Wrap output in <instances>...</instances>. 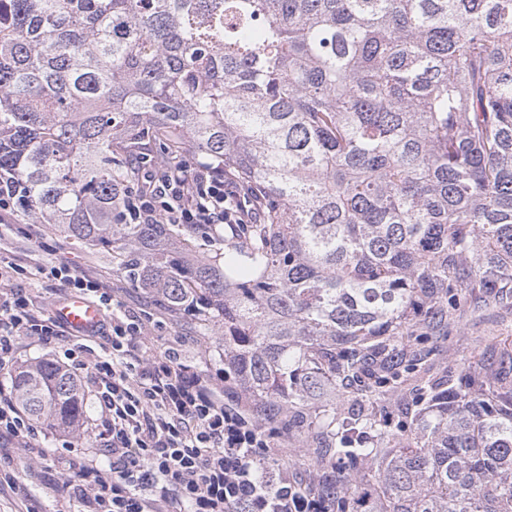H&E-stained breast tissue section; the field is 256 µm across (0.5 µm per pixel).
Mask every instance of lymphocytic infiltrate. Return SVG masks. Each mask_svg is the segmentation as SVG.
I'll list each match as a JSON object with an SVG mask.
<instances>
[{
  "label": "lymphocytic infiltrate",
  "mask_w": 512,
  "mask_h": 512,
  "mask_svg": "<svg viewBox=\"0 0 512 512\" xmlns=\"http://www.w3.org/2000/svg\"><path fill=\"white\" fill-rule=\"evenodd\" d=\"M146 189L130 193L125 220L134 224H242L234 184L206 161L145 174ZM22 266L0 256V366L14 358L20 338L60 342L74 372L88 381L107 438L91 454L71 459L62 475L86 512H320L318 500L289 494L287 481L268 492L257 467L270 434L241 406L224 401L222 384L203 379L183 358V339L157 351L140 316L122 309L101 278L75 273L64 261L40 266L66 293L112 309L107 331L65 335L52 313L35 309L14 287ZM36 428L12 397L0 396V443H18L32 460ZM108 457L102 468L100 457Z\"/></svg>",
  "instance_id": "f902f5d3"
}]
</instances>
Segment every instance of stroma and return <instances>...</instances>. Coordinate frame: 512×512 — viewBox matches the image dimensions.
Wrapping results in <instances>:
<instances>
[{
    "label": "stroma",
    "instance_id": "obj_1",
    "mask_svg": "<svg viewBox=\"0 0 512 512\" xmlns=\"http://www.w3.org/2000/svg\"><path fill=\"white\" fill-rule=\"evenodd\" d=\"M0 253L27 268V275L19 279L17 285L30 292L36 306L53 310L62 302L63 291L54 282L34 276L35 266L65 259L75 270L105 280L123 307L145 313L147 334L156 349L167 348L175 337H185V351L197 358L203 374L210 378L223 375L221 337L199 335L194 317L164 308L145 290L113 270L112 259L107 254L52 231L49 225L25 223L19 216L0 223ZM496 336H512V310L489 299L481 310L466 315L462 324L452 331L444 366L456 371L475 364ZM38 442L45 456L34 465L29 464L18 449L0 450V476H15L24 486L23 496L0 501V512H79L80 502L69 497L59 481V474L70 459L95 447L93 434H83L66 444L60 434L43 427L39 430Z\"/></svg>",
    "mask_w": 512,
    "mask_h": 512
}]
</instances>
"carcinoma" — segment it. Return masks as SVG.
I'll return each mask as SVG.
<instances>
[{"label": "carcinoma", "mask_w": 512, "mask_h": 512, "mask_svg": "<svg viewBox=\"0 0 512 512\" xmlns=\"http://www.w3.org/2000/svg\"><path fill=\"white\" fill-rule=\"evenodd\" d=\"M189 148L252 223H124ZM0 176L224 338V395L311 450L292 493L512 512V348L455 375L435 344L512 299V0H0ZM13 386L80 434L58 362Z\"/></svg>", "instance_id": "1"}]
</instances>
